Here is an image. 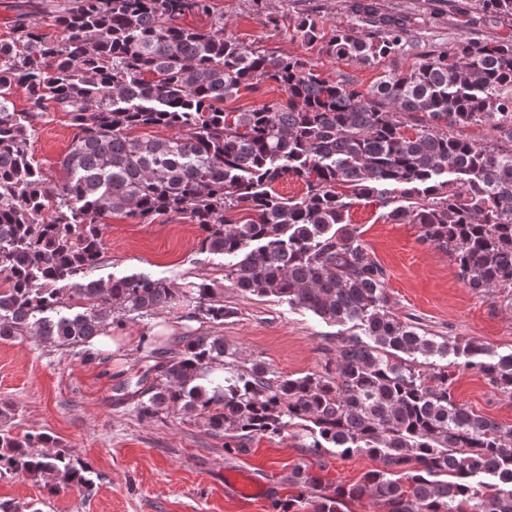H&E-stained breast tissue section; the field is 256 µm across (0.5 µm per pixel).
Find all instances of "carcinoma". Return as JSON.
Returning <instances> with one entry per match:
<instances>
[{
    "instance_id": "cac0c4a2",
    "label": "carcinoma",
    "mask_w": 512,
    "mask_h": 512,
    "mask_svg": "<svg viewBox=\"0 0 512 512\" xmlns=\"http://www.w3.org/2000/svg\"><path fill=\"white\" fill-rule=\"evenodd\" d=\"M479 2L512 18V0ZM211 10L212 0H66L49 23L23 19L0 38V338L86 345L180 305L224 323L235 311L204 281L89 277L104 262L106 220L186 214L199 250L224 256L231 287L326 322H358L369 342L339 337L321 371L287 377L227 361L222 336H178L134 392L142 415L194 414L224 434L229 452L295 428L322 466L335 455L381 464L331 491L297 468L288 478L296 493L274 512H344L363 500L376 512H512V427L459 403L450 365L424 363L461 355L510 393L512 352L438 341L401 319L387 305L386 270L349 219L357 203L376 201L390 223L418 225L473 293L512 290V41L463 38L364 91L247 45L221 22L184 24ZM358 12L367 30L336 31L331 55L375 67L407 53L406 20L367 0ZM294 32L307 44L321 39L312 17ZM267 82L286 97L226 110ZM18 87L25 112L14 108ZM51 104L73 130L63 183L30 153ZM472 127L494 136L463 134ZM285 178L304 185L300 197L279 194ZM9 411L0 404V478L45 479L52 494L91 490L88 466L38 451L47 433L13 434Z\"/></svg>"
}]
</instances>
